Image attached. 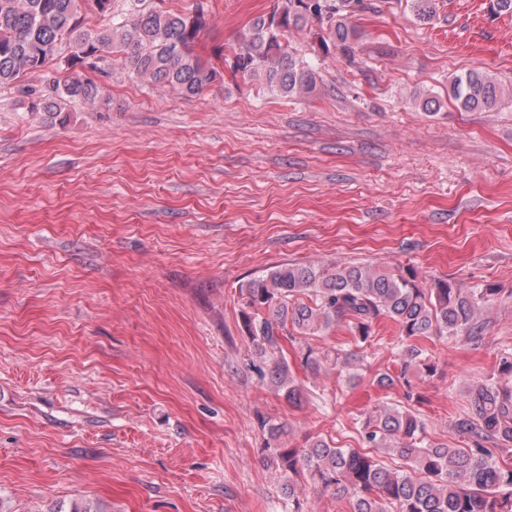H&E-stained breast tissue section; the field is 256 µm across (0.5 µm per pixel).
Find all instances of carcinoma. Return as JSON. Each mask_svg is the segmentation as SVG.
Here are the masks:
<instances>
[{"instance_id":"1","label":"carcinoma","mask_w":512,"mask_h":512,"mask_svg":"<svg viewBox=\"0 0 512 512\" xmlns=\"http://www.w3.org/2000/svg\"><path fill=\"white\" fill-rule=\"evenodd\" d=\"M421 22L437 14V0H406ZM363 0H273L271 10L239 33L234 69L261 78L288 97L317 87V73L288 48V32L319 23L325 51L340 46L351 52L356 34L348 13ZM94 14L108 20L96 31L86 27ZM207 21L202 4L184 14L157 5L119 12L114 0H0V88L17 87L30 112H61L71 102L95 109L101 103L98 84L86 76L92 55L99 72L124 66L137 77L164 84L185 97L212 86L220 72L195 54V42ZM460 106L472 111L496 104L500 89L482 70H470L451 85ZM242 313L259 363V380L299 404L303 389L277 354L283 337L315 336L338 322L348 326L355 349L336 353L334 365L358 377L357 366L374 341L373 326L391 319L398 327L399 371H379L372 384L382 390L405 389L414 397L410 377H432L437 367L421 338L449 336L483 339L488 309L498 289L460 288L437 280L423 287L411 268L381 271L365 264H281L240 287ZM310 368L321 367L328 355L310 345L301 348ZM502 379L473 385L468 408L452 429L461 444L427 438L424 421L399 404L382 406L360 423V448H337L315 438L304 448L281 441L283 430L260 417L267 433L262 451L282 478L289 512H303L295 484L303 478L323 492L345 499L350 512H512V358L499 361ZM381 450L403 461L389 469L367 449Z\"/></svg>"}]
</instances>
